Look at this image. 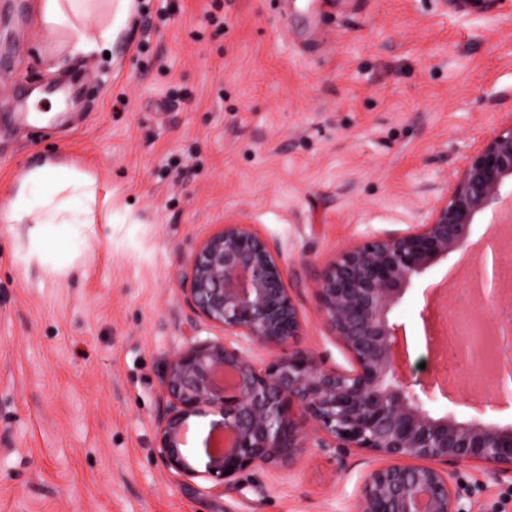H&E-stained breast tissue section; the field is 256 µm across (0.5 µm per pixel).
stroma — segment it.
Returning <instances> with one entry per match:
<instances>
[{
    "mask_svg": "<svg viewBox=\"0 0 512 512\" xmlns=\"http://www.w3.org/2000/svg\"><path fill=\"white\" fill-rule=\"evenodd\" d=\"M33 0L0 7V190L52 157L96 181L93 224L0 223V512H356L380 461L309 440L285 466L205 489L162 461L155 422L172 354L222 328L194 318L188 263L227 222L282 257L301 344L348 351L315 288L334 254L427 222L465 158L512 118V0H136L109 53L45 42ZM86 72L82 109L15 124L24 87ZM470 255L420 276L453 303ZM456 386L431 410L501 426ZM468 512H512V475L456 465Z\"/></svg>",
    "mask_w": 512,
    "mask_h": 512,
    "instance_id": "35a3bbf8",
    "label": "stroma"
}]
</instances>
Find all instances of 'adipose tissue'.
Returning a JSON list of instances; mask_svg holds the SVG:
<instances>
[{"mask_svg":"<svg viewBox=\"0 0 512 512\" xmlns=\"http://www.w3.org/2000/svg\"><path fill=\"white\" fill-rule=\"evenodd\" d=\"M93 0H35L36 15L45 37L69 32L71 54L110 48L113 31L129 14L131 0H120L114 22L94 28L88 23ZM96 198L94 179L87 173L47 159L27 170L10 185L0 203V221L7 224L82 225L92 223Z\"/></svg>","mask_w":512,"mask_h":512,"instance_id":"obj_1","label":"adipose tissue"}]
</instances>
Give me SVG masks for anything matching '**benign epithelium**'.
I'll return each mask as SVG.
<instances>
[{
    "label": "benign epithelium",
    "mask_w": 512,
    "mask_h": 512,
    "mask_svg": "<svg viewBox=\"0 0 512 512\" xmlns=\"http://www.w3.org/2000/svg\"><path fill=\"white\" fill-rule=\"evenodd\" d=\"M512 199V119L468 158L425 224L342 249L316 288L327 330L352 369H327L299 345L302 322L284 280L281 256L250 224L231 221L190 259L185 277L195 316L224 339L193 340L174 352L156 422L167 467L220 488L255 465L291 462L314 434L357 448L383 464L366 483L358 512H465L454 474L431 465L475 462L497 478L512 473V426L435 416L436 396L410 376L405 325L396 309L420 275L462 250L472 225ZM472 279L498 293V264L486 258ZM275 353L265 367L234 341ZM420 391H415V386ZM213 416L202 453L186 451L190 424ZM231 474H225L228 468Z\"/></svg>",
    "instance_id": "7a95c632"
}]
</instances>
